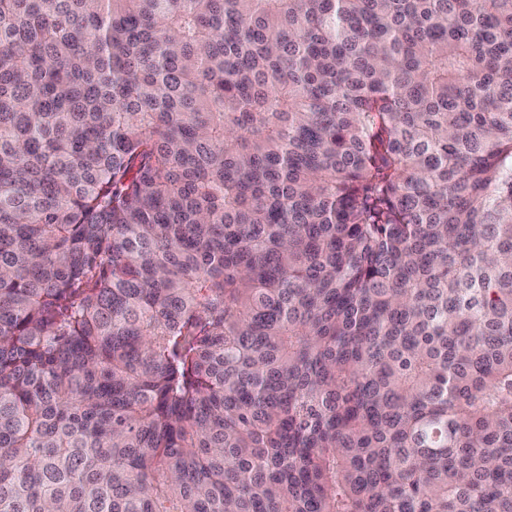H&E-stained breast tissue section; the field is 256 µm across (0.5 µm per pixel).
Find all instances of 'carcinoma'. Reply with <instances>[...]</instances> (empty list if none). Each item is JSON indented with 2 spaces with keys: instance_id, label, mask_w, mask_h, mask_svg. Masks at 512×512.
I'll return each mask as SVG.
<instances>
[{
  "instance_id": "carcinoma-1",
  "label": "carcinoma",
  "mask_w": 512,
  "mask_h": 512,
  "mask_svg": "<svg viewBox=\"0 0 512 512\" xmlns=\"http://www.w3.org/2000/svg\"><path fill=\"white\" fill-rule=\"evenodd\" d=\"M0 512H512V0H0Z\"/></svg>"
}]
</instances>
